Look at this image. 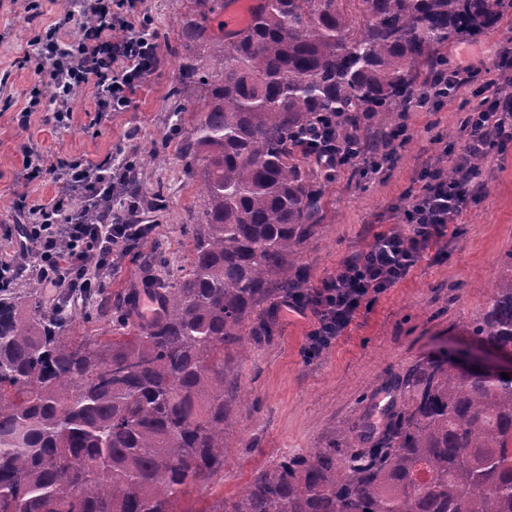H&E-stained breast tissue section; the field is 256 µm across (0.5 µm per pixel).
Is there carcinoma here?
I'll list each match as a JSON object with an SVG mask.
<instances>
[{
	"label": "carcinoma",
	"mask_w": 512,
	"mask_h": 512,
	"mask_svg": "<svg viewBox=\"0 0 512 512\" xmlns=\"http://www.w3.org/2000/svg\"><path fill=\"white\" fill-rule=\"evenodd\" d=\"M180 20L178 96L201 180L188 269L153 278L158 311L69 335L70 295L0 297V512H179L224 469L238 396L224 350L277 286L300 280L301 246L324 187L299 136L331 120L340 137L383 127L419 92L420 70L454 39L494 30L512 0H260L246 28L210 36L224 0H191ZM112 212L106 194L83 211ZM467 333L512 351V253ZM408 401L361 437L331 435L285 455L232 500L197 512H512V374L490 379L448 355L418 362ZM91 483L65 495V486Z\"/></svg>",
	"instance_id": "1"
}]
</instances>
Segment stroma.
<instances>
[{"instance_id": "obj_1", "label": "stroma", "mask_w": 512, "mask_h": 512, "mask_svg": "<svg viewBox=\"0 0 512 512\" xmlns=\"http://www.w3.org/2000/svg\"><path fill=\"white\" fill-rule=\"evenodd\" d=\"M190 0H141L140 10L158 34V61L131 97L129 106L95 123L89 96L73 104L74 119L65 129L32 121L17 125L22 109L41 77L26 62L30 40L39 28L61 24L76 36L78 20L65 19L67 0H42L43 14L28 20L22 0H0V225L13 223L19 194L49 200L65 185L56 174L25 182L23 147L59 152L77 161L108 154L128 157L140 188L138 220L153 225L170 268L189 264V225L200 216V181L187 173L183 136L173 127L182 60L178 54V18ZM512 39V12L488 33L464 36L448 45L449 58L467 52L469 60L492 65L499 44ZM457 105L439 112L394 114L392 122L408 138L381 178L345 168L326 183L324 218L302 246L299 265L308 287L319 285L338 264L369 244L376 232L399 220L395 205H407V193L426 158L438 145L429 127L459 143ZM154 159L139 164L142 154ZM487 195L468 211L447 238L421 259L408 276L381 294L369 313L359 316L330 350L313 361L302 353L309 323L298 319L274 324L269 341L250 352H225L228 377L241 395L232 425L224 436V469L204 490L178 501L179 512H199L222 499H233L261 468L286 454H312L332 432L357 434L381 425L400 406L403 381L414 365L457 348L466 326L480 311L498 272L512 252V155L485 172ZM143 269L137 253L126 255L106 281L103 295L79 308L72 333L83 336L110 323L108 296L141 288Z\"/></svg>"}]
</instances>
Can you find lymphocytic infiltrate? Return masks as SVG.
Returning <instances> with one entry per match:
<instances>
[{"label":"lymphocytic infiltrate","mask_w":512,"mask_h":512,"mask_svg":"<svg viewBox=\"0 0 512 512\" xmlns=\"http://www.w3.org/2000/svg\"><path fill=\"white\" fill-rule=\"evenodd\" d=\"M78 2L95 23L68 42L60 39V29L54 25L36 38V69L45 88L34 91L27 106L16 113L19 125L30 124L45 94L53 105L46 120L58 128L72 120L69 100L76 93L90 92L97 117L121 111L155 66L157 44L149 21L139 17V0ZM497 57L498 64L491 67L448 63L428 74L425 91L412 98L415 107L437 112L465 93L476 100L461 116L462 149L445 145L442 135H434L442 152L423 162L400 226L376 234L317 287L300 283L282 298L278 319L311 321L303 349L306 360L332 347L382 293L405 279L433 245L447 238L449 226L484 197L486 181L475 159L491 163L512 149V78L505 74L512 67V41L499 46ZM305 139L306 152L327 172L354 166L376 176L383 174L392 157L390 150L382 149L378 161H371L368 153L346 148L320 128L307 132ZM24 166L32 179L46 170L56 173L65 181L66 191L38 204L20 196L15 205L18 218L15 224L0 226V239L18 240L21 251L32 256L31 270L47 294L100 291L115 262L141 247L153 231L152 225L135 222L138 203L116 184L111 157L51 160L28 153ZM105 192L118 198V208L100 223H84L72 206L73 198L90 202Z\"/></svg>","instance_id":"1"}]
</instances>
